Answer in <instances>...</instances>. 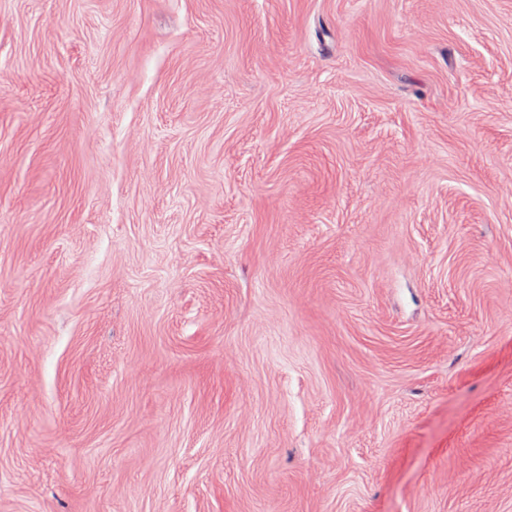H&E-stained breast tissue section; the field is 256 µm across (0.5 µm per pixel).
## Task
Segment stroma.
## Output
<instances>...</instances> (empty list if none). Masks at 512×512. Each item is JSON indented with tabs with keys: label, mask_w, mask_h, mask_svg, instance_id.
Here are the masks:
<instances>
[{
	"label": "stroma",
	"mask_w": 512,
	"mask_h": 512,
	"mask_svg": "<svg viewBox=\"0 0 512 512\" xmlns=\"http://www.w3.org/2000/svg\"><path fill=\"white\" fill-rule=\"evenodd\" d=\"M0 512H512V0H0Z\"/></svg>",
	"instance_id": "stroma-1"
}]
</instances>
